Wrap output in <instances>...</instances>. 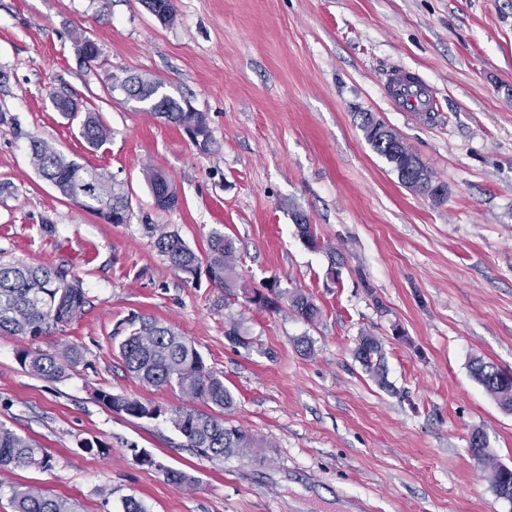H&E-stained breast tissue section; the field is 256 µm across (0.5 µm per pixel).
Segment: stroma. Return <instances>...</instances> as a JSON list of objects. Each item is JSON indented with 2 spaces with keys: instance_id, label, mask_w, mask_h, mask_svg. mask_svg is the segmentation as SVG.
Wrapping results in <instances>:
<instances>
[{
  "instance_id": "35a3bbf8",
  "label": "stroma",
  "mask_w": 512,
  "mask_h": 512,
  "mask_svg": "<svg viewBox=\"0 0 512 512\" xmlns=\"http://www.w3.org/2000/svg\"><path fill=\"white\" fill-rule=\"evenodd\" d=\"M174 23L143 0H0V262L60 268L89 297L64 330L0 336V424L51 458L16 468L77 512H512L469 451L483 433L512 467V412L474 379L480 357L512 372V0H172ZM95 40L87 65L74 40ZM397 69L433 86L425 120L383 94ZM131 73L203 113L211 148L111 92ZM73 92L111 141L91 149L50 102ZM394 129L443 200L404 187L367 143L361 113ZM125 184L128 223L63 197L30 165L29 139ZM165 174L178 204L160 210L144 169ZM303 212L321 247L294 225ZM205 248L235 242L246 287L271 280L313 296L318 323L288 304L228 301L207 276L170 270L159 231ZM185 336L234 395L225 413L257 448L223 459L183 447L172 423L186 398L133 378L119 355L131 319ZM241 322L248 345L226 335ZM382 343L388 388L355 356ZM308 339L311 355L298 343ZM81 357L65 377L25 371L20 349ZM162 408L111 411L100 392ZM150 454L153 464L136 460ZM193 485L176 487L168 470Z\"/></svg>"
}]
</instances>
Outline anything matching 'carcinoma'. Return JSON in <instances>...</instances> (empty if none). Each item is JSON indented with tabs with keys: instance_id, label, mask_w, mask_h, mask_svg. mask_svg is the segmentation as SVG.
<instances>
[{
	"instance_id": "carcinoma-1",
	"label": "carcinoma",
	"mask_w": 512,
	"mask_h": 512,
	"mask_svg": "<svg viewBox=\"0 0 512 512\" xmlns=\"http://www.w3.org/2000/svg\"><path fill=\"white\" fill-rule=\"evenodd\" d=\"M149 10L164 23L170 0H145ZM161 84L142 75L129 76L110 86L121 90L128 100L144 103L154 114L195 134L194 145L202 152L210 148L211 135L206 118L190 109L184 99L160 93ZM361 129L370 147L392 165L402 185L410 190L443 198V187L432 183V177L402 138L383 121L368 112L361 113ZM80 135L92 148L110 140L112 129L96 112L86 111L80 123ZM30 163L37 173L52 183L66 198L79 203L84 210L108 222L129 218L132 197L124 185L92 167L67 158L48 141L29 137ZM144 179L154 202L164 209L178 203L172 182L155 170H144ZM158 252L171 269L187 278L198 275L206 267L209 280L222 288L227 296L238 295L244 288L235 271L236 249L232 239L222 234L211 236L205 252L200 253L174 233L161 232L155 240ZM289 301L294 313L304 321L317 323L321 308L314 299L299 291H288L273 280L268 294L254 302L259 309L279 308V299ZM88 296L76 278L65 270L42 265L0 263V336L38 339L70 325L83 313ZM119 351L126 370L140 382L154 387H177L190 404L174 411L172 423L183 438V447L192 448L206 457H224L255 447L253 437L239 426L229 425L224 412L234 406V396L224 380L210 368L196 347L174 327L152 318L131 322L127 337ZM356 357L365 370L382 387L387 385L381 343L363 336ZM22 368L45 379H59L79 359L77 349L60 360L50 354L22 349L18 353ZM474 378L506 411H512V375L479 358L472 364ZM100 399L114 412L136 419H152L162 410L150 402L110 392ZM200 403L204 409L194 406ZM9 467H51L50 457L35 441L0 424V469ZM494 493L512 502V470L494 466L489 477ZM15 512H76L68 499L35 485L10 486Z\"/></svg>"
}]
</instances>
